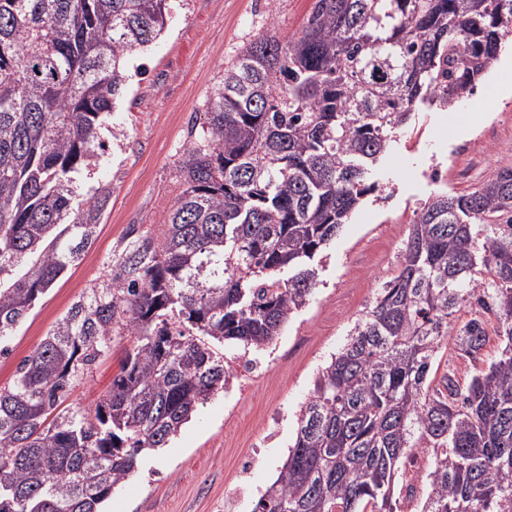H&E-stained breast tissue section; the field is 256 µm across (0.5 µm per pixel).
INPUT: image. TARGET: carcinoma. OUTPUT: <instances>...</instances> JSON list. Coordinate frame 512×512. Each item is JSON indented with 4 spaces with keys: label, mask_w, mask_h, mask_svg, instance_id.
<instances>
[{
    "label": "carcinoma",
    "mask_w": 512,
    "mask_h": 512,
    "mask_svg": "<svg viewBox=\"0 0 512 512\" xmlns=\"http://www.w3.org/2000/svg\"><path fill=\"white\" fill-rule=\"evenodd\" d=\"M170 12L0 0V342L95 240L110 194L73 207L76 176L105 147L130 56ZM510 40L512 0H313L300 32L251 41L187 130L165 223L129 225L0 386V512H102L138 456L225 388L223 349L264 350L305 306L315 261L418 107L468 98ZM120 336L136 341L110 389L92 409L66 404ZM404 501L512 512L511 167L417 209L398 269L318 370L252 512Z\"/></svg>",
    "instance_id": "carcinoma-1"
}]
</instances>
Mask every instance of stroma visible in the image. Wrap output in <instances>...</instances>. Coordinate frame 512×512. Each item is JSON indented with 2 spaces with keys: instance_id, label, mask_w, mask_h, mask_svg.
<instances>
[{
  "instance_id": "35a3bbf8",
  "label": "stroma",
  "mask_w": 512,
  "mask_h": 512,
  "mask_svg": "<svg viewBox=\"0 0 512 512\" xmlns=\"http://www.w3.org/2000/svg\"><path fill=\"white\" fill-rule=\"evenodd\" d=\"M310 8L311 0H172L166 31L132 57L126 89L103 117L104 151L77 177V202L98 186L112 189L98 236L7 339L0 386L12 383L21 360L102 273L128 226L163 223L179 190L187 129L225 64L258 36L297 33ZM505 166H512V42L451 111L419 108L373 170L375 191L324 252L305 308L264 350L232 361V385L200 407L167 448L141 454L105 512H251L288 454L295 413L318 369L394 274L417 208L446 190L471 191ZM133 343L130 336L114 342L70 403L89 406L110 389Z\"/></svg>"
}]
</instances>
